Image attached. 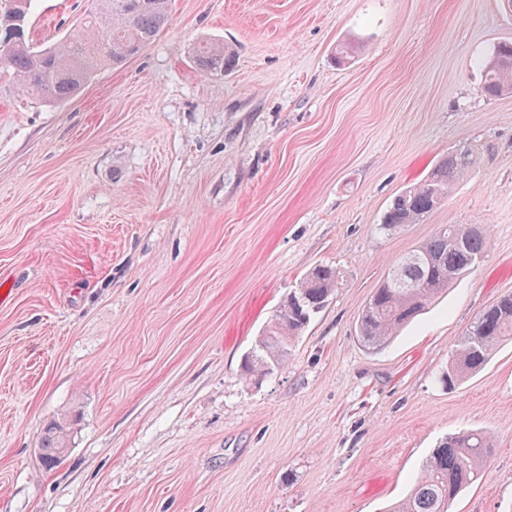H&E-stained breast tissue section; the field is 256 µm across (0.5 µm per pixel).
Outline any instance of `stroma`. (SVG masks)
<instances>
[{
	"label": "stroma",
	"mask_w": 512,
	"mask_h": 512,
	"mask_svg": "<svg viewBox=\"0 0 512 512\" xmlns=\"http://www.w3.org/2000/svg\"><path fill=\"white\" fill-rule=\"evenodd\" d=\"M88 0H34L42 45ZM236 50L224 74L199 43ZM512 41L503 0H171L156 40L74 97L0 70V512H383L442 437L487 432L450 512H512V343L440 380L512 293V93L482 65ZM466 146L476 164L421 223L395 195ZM441 224L492 245L384 349L358 314ZM318 264L340 284L259 380L241 364ZM78 423L44 469V426ZM233 53L223 43L211 42L198 46L194 63L196 67L210 74H224Z\"/></svg>",
	"instance_id": "35a3bbf8"
}]
</instances>
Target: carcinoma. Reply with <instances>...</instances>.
<instances>
[{
    "mask_svg": "<svg viewBox=\"0 0 512 512\" xmlns=\"http://www.w3.org/2000/svg\"><path fill=\"white\" fill-rule=\"evenodd\" d=\"M32 0H0V68L11 72L18 92L37 101L61 102L75 96L102 64L119 67L167 26L170 0H95L83 21L80 37L39 46L29 38ZM233 53L224 44L198 46L194 63L206 73L222 74ZM483 89L497 97L512 92V42L494 49L484 66ZM471 149L462 147L443 159L422 181L400 191L390 202L378 230L392 235L418 224L441 205L455 182L473 168ZM491 246L489 227L472 232L470 224H445L433 237L393 263L396 276L376 288L358 316L357 333L370 350L384 348L462 275L473 270ZM339 272L319 264L309 269L289 292L280 309L254 342L244 360L249 376H265L288 357L290 346L334 294ZM512 342V293L487 306L457 341L442 382L450 387L480 372L495 349ZM77 417L50 422L40 443L44 468L61 463L69 449ZM484 431L466 430L440 441L426 458L410 493L390 512H449L452 502L482 473L491 453Z\"/></svg>",
    "mask_w": 512,
    "mask_h": 512,
    "instance_id": "1",
    "label": "carcinoma"
}]
</instances>
